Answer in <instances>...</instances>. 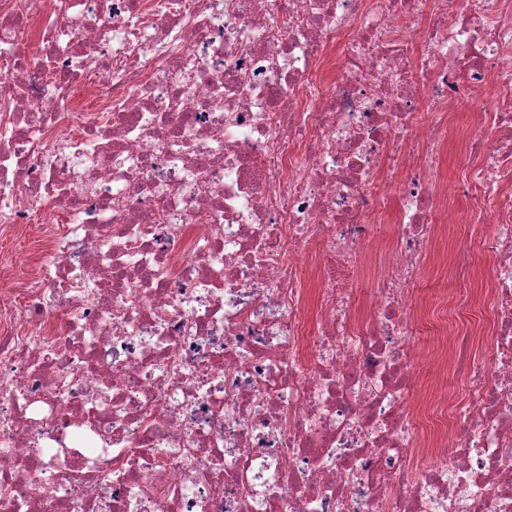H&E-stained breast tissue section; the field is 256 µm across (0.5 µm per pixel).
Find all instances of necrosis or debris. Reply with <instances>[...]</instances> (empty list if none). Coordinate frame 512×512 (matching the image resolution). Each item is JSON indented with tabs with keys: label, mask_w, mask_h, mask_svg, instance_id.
I'll return each mask as SVG.
<instances>
[{
	"label": "necrosis or debris",
	"mask_w": 512,
	"mask_h": 512,
	"mask_svg": "<svg viewBox=\"0 0 512 512\" xmlns=\"http://www.w3.org/2000/svg\"><path fill=\"white\" fill-rule=\"evenodd\" d=\"M29 224L0 512H512V0H0ZM466 158L463 154L460 153L459 147L455 142H452L449 146L448 155L446 158L445 168L448 175V185L450 187V191L448 193L449 205L452 208L458 209H466L470 206L469 202H467L458 190L455 193L454 183L455 177L457 173V169L463 166L466 163Z\"/></svg>",
	"instance_id": "4bbe7bcc"
}]
</instances>
